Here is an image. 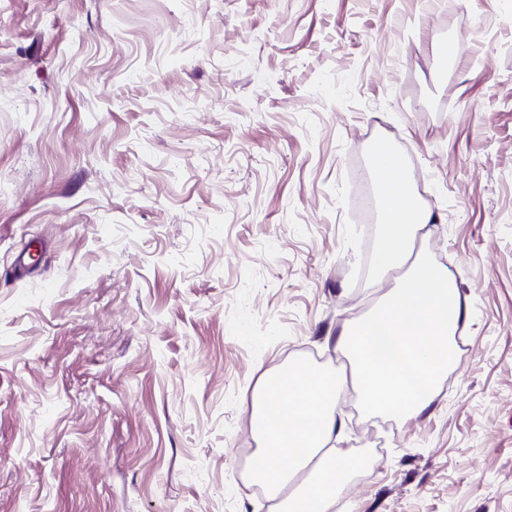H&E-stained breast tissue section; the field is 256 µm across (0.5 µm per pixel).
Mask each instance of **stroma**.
<instances>
[{
	"label": "stroma",
	"instance_id": "35a3bbf8",
	"mask_svg": "<svg viewBox=\"0 0 512 512\" xmlns=\"http://www.w3.org/2000/svg\"><path fill=\"white\" fill-rule=\"evenodd\" d=\"M379 137L466 311L417 418L342 389L336 512H512V0H0V512H270L261 376L406 275ZM373 161L378 167L380 185L375 202L385 218H389L382 222L376 255L377 269L384 273L407 259L416 236L427 224H434L436 218L432 211L417 208L413 203L404 170L397 169L387 177L381 169L386 166L384 160L375 156Z\"/></svg>",
	"mask_w": 512,
	"mask_h": 512
}]
</instances>
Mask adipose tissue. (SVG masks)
Returning a JSON list of instances; mask_svg holds the SVG:
<instances>
[{"label": "adipose tissue", "mask_w": 512, "mask_h": 512, "mask_svg": "<svg viewBox=\"0 0 512 512\" xmlns=\"http://www.w3.org/2000/svg\"><path fill=\"white\" fill-rule=\"evenodd\" d=\"M379 185L376 204L385 222L376 266L384 273L409 259L416 236L435 217L413 203L404 170L380 176ZM412 262L408 276L372 315L337 336V349L351 363L350 376L289 364L262 377L252 400L251 425L259 444L252 475L278 498V512H334L337 485L361 467V460L328 450L345 429L338 408L344 385L357 390L367 411L407 419L430 406L454 362L460 295L445 268L423 256Z\"/></svg>", "instance_id": "ef3b65f1"}]
</instances>
